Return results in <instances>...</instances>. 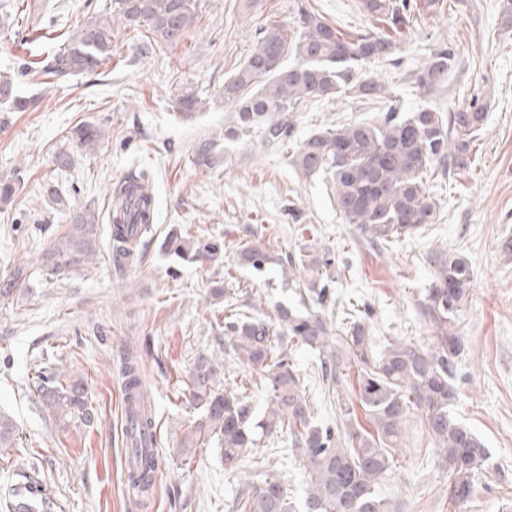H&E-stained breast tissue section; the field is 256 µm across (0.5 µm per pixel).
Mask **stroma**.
<instances>
[{
    "label": "stroma",
    "mask_w": 512,
    "mask_h": 512,
    "mask_svg": "<svg viewBox=\"0 0 512 512\" xmlns=\"http://www.w3.org/2000/svg\"><path fill=\"white\" fill-rule=\"evenodd\" d=\"M107 2L0 0L13 21L0 27V72L15 74L18 94L39 99L34 111L0 114V179L16 176L22 185L0 209V278L23 262L31 271L27 288L0 301V413L13 418L20 437L0 447V512H8L3 500L20 474L32 470L60 512H230L244 482L264 473L281 474L291 497L301 499L303 470L289 454L288 436L261 441L235 474L225 472L216 449L198 448L187 457L179 448L200 416L189 393L196 358L207 356L220 367L228 391L250 374L224 342L226 304L254 315L299 307L279 261L319 240L338 257L331 299L367 303L371 334L381 344L398 338L431 347L432 328L420 312L434 276L430 255L444 250L471 262L474 283L458 317L465 350L456 413L489 448L490 466L474 496L455 508L448 471L414 410L379 492L397 512H512V252L502 247L512 238V36L500 28L501 0H447L439 13L423 15L401 46L400 68L367 67L400 82L406 108L429 100L458 106L477 86L488 112L471 167L434 175L427 184L438 203L433 224L385 253L344 224L325 174L297 175L287 151L267 145L260 133L224 139L235 120L224 103V81L245 61L260 25L292 22L290 0H196L198 17L178 45L140 55L131 32L118 27L112 58L97 72L47 82L31 71L76 21ZM444 38L454 45L458 65L433 96L420 95L404 74ZM188 88L206 105L182 116L172 102ZM375 112V105L333 98L304 104L293 121L302 138ZM85 124L102 132L91 153L73 136ZM204 140L218 155L210 168L193 162ZM60 151L71 154V166L55 164ZM140 172L152 187L156 217L138 260L116 270L104 239L94 267L63 280L43 276L40 256L69 222V211L44 199V182H53L69 210L97 209L105 232L113 188ZM173 228L223 240V261L167 259L160 245ZM254 238L268 242L274 258L260 273L240 266L230 248ZM217 285L223 298L210 296ZM131 355L153 407L160 460L155 484L143 494L129 486L124 465L122 369ZM292 357L317 419L335 422L339 406L317 377V355L296 344ZM57 368L85 380L92 426H61L40 408L36 372Z\"/></svg>",
    "instance_id": "stroma-1"
}]
</instances>
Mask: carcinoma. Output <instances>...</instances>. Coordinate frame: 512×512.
Returning <instances> with one entry per match:
<instances>
[{"instance_id":"carcinoma-1","label":"carcinoma","mask_w":512,"mask_h":512,"mask_svg":"<svg viewBox=\"0 0 512 512\" xmlns=\"http://www.w3.org/2000/svg\"><path fill=\"white\" fill-rule=\"evenodd\" d=\"M363 12L380 25L343 31L322 15L300 4L293 22L268 21L245 62L224 81V103L233 107L235 125L224 131L232 141L239 132L259 130L266 143L279 146L294 138L290 113L311 99L348 97L379 100L381 107L368 119L310 134L288 155L296 172H329L336 210L371 246L386 249L433 223L436 200L425 185L435 173L455 174L468 169L471 148L487 118L483 92L473 88L468 102L443 109L437 105L404 110L398 88L367 73L374 61L397 64V47L417 21L420 9L438 10L440 0H358ZM197 19L195 0H109L100 12L73 28L67 44L47 58L45 76L90 73L112 58L113 28L141 33L153 44H178ZM289 58L291 62L284 63ZM456 62L455 50L442 41L428 61L408 74L419 93L435 92L448 80ZM14 80L0 74V100L11 112L34 109L38 99L15 94ZM203 100L192 90L182 91L176 110L199 112ZM83 148H91L101 132L87 126L74 130ZM214 143L197 146L193 163L209 168ZM145 175L131 176L112 198V254L118 265L133 255V244L151 231L155 201ZM99 215L89 207L70 215L67 231L55 238L41 257L40 268L58 278L88 268L98 253ZM165 255L190 263L218 262L224 245L200 241L188 233L170 231L162 242ZM240 265L256 272L272 263L269 249L258 239L233 246ZM436 270L427 289L421 314L429 321L434 345L429 349L399 340L374 348L368 309L351 303V311L335 316L326 309L329 270L334 249L304 243L286 256L282 271H303L294 283L299 295L311 302L300 311L280 305L274 318L250 316L231 309L224 316V338L250 369L259 372L269 393L270 409L258 420L237 394L216 387L220 368L197 358L191 372L192 397L201 410L180 451L214 443L224 460V471L236 473L261 438L286 430L295 455L307 475L304 499L290 501L286 484L266 474L249 481L233 502L239 512H395L378 485L389 470L388 449L399 447L410 410L420 411L438 458L448 468L449 496L461 507L473 494L477 476L486 469L490 451L470 428L452 413L456 390V363L464 342L454 332L456 319L469 294L474 272L461 255H431ZM26 264L14 266L0 280V299L11 298L30 279ZM294 341L318 355L320 379L337 395L350 385L349 367H360L356 377L358 406L374 427L368 431L351 423L342 412L336 425L315 420L307 401L304 379L287 345ZM35 388L54 418L94 422V410L83 379L63 371L40 372ZM126 432L135 440L131 451L140 457L128 473L131 488L144 492L153 483L158 460L155 419L143 391L127 400ZM17 427L0 416V446L14 443ZM24 486L12 490L11 512H58L61 505L42 493L40 480L24 475Z\"/></svg>"}]
</instances>
